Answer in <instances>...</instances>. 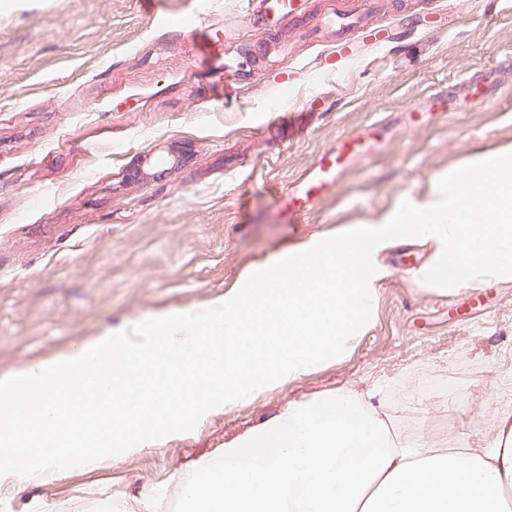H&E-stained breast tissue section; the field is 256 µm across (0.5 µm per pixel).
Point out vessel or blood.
Returning <instances> with one entry per match:
<instances>
[{
    "label": "vessel or blood",
    "instance_id": "1",
    "mask_svg": "<svg viewBox=\"0 0 512 512\" xmlns=\"http://www.w3.org/2000/svg\"><path fill=\"white\" fill-rule=\"evenodd\" d=\"M361 153V138L357 135L343 138L335 149L323 152L303 183L287 192L285 206L289 215L309 211L316 201L334 193L340 173Z\"/></svg>",
    "mask_w": 512,
    "mask_h": 512
}]
</instances>
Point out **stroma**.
<instances>
[{"instance_id": "stroma-1", "label": "stroma", "mask_w": 512, "mask_h": 512, "mask_svg": "<svg viewBox=\"0 0 512 512\" xmlns=\"http://www.w3.org/2000/svg\"><path fill=\"white\" fill-rule=\"evenodd\" d=\"M251 2L0 0V375L222 297L512 143V0ZM343 44L352 58L326 71ZM370 130L335 193L288 222L286 192L318 155ZM143 155L156 174L137 180ZM428 254L381 253L376 318L344 360L121 460L1 487L0 512H188L200 458L349 387L378 389L409 440L494 445L512 282L439 296L416 278Z\"/></svg>"}]
</instances>
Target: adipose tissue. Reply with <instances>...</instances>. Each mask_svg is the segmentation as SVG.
Listing matches in <instances>:
<instances>
[{
    "instance_id": "ef3b65f1",
    "label": "adipose tissue",
    "mask_w": 512,
    "mask_h": 512,
    "mask_svg": "<svg viewBox=\"0 0 512 512\" xmlns=\"http://www.w3.org/2000/svg\"><path fill=\"white\" fill-rule=\"evenodd\" d=\"M376 396L290 403L228 443L223 465L201 462L191 512H512V412L495 446L451 448L389 435Z\"/></svg>"
}]
</instances>
